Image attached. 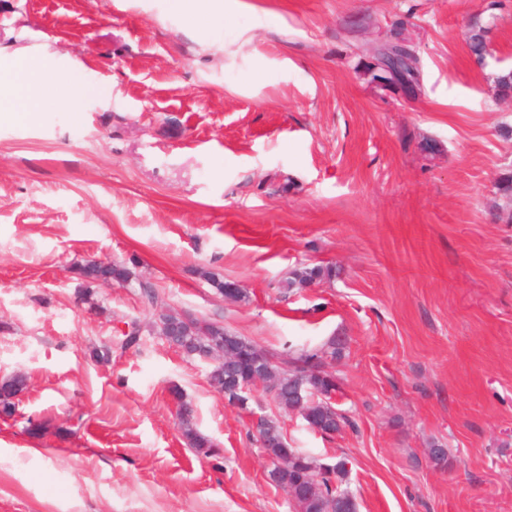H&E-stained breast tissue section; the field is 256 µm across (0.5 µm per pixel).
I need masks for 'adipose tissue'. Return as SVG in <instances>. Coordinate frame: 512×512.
Returning <instances> with one entry per match:
<instances>
[{
  "instance_id": "ef3b65f1",
  "label": "adipose tissue",
  "mask_w": 512,
  "mask_h": 512,
  "mask_svg": "<svg viewBox=\"0 0 512 512\" xmlns=\"http://www.w3.org/2000/svg\"><path fill=\"white\" fill-rule=\"evenodd\" d=\"M105 92V87L84 82L76 71L48 69L44 55L24 53L16 58L13 70L0 73V112L47 107L66 112L77 126L84 119V99Z\"/></svg>"
}]
</instances>
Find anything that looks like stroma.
Wrapping results in <instances>:
<instances>
[{
    "label": "stroma",
    "mask_w": 512,
    "mask_h": 512,
    "mask_svg": "<svg viewBox=\"0 0 512 512\" xmlns=\"http://www.w3.org/2000/svg\"><path fill=\"white\" fill-rule=\"evenodd\" d=\"M398 30L418 80L377 86L370 49ZM20 51L109 93L78 126L0 122V376H28L0 417V512H295L256 414L347 458L358 512H512V0H242L218 33L174 0H0V63ZM91 259L131 283L77 279ZM318 265L333 276L288 287ZM159 306L280 358L342 340L354 427L315 434L260 391L228 405L154 329ZM175 387L219 457L188 448Z\"/></svg>",
    "instance_id": "stroma-1"
}]
</instances>
